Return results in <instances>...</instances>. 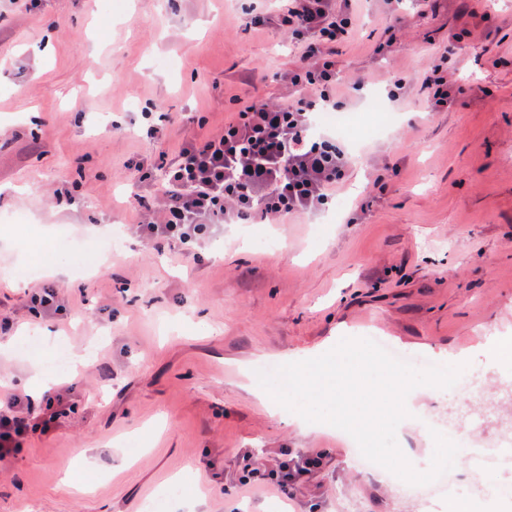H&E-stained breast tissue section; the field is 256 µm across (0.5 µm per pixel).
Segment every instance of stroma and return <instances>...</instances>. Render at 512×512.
Segmentation results:
<instances>
[{
    "mask_svg": "<svg viewBox=\"0 0 512 512\" xmlns=\"http://www.w3.org/2000/svg\"><path fill=\"white\" fill-rule=\"evenodd\" d=\"M267 0H0V400L11 388L63 384L77 410L54 434L32 435L0 463V512H512V496L460 480L424 494L359 468L348 433L309 423L257 394L251 376L322 354L345 337L402 357L460 364L449 391L407 397L396 431L405 456L431 458V428L459 441V414L494 440L484 404L512 387V363L492 360L512 337V0H353L354 30L336 56L355 94L339 92L346 125L322 119L350 167L325 213L225 227L202 263L143 250L131 235L129 165L149 152L135 129L163 114L161 150L220 129L239 102L287 97L297 48L249 28ZM411 29L375 55L393 16ZM485 46L458 50L464 30ZM447 54L456 106L428 111L409 95L385 103L383 79ZM384 175L352 223L369 182ZM72 204H56L64 182ZM121 245L105 250L113 229ZM55 282L69 324L35 322L27 295ZM39 334L41 347L18 346ZM65 342L85 367L58 370ZM325 454L298 486L245 492L244 462L277 469L284 455ZM78 482L66 484L65 472Z\"/></svg>",
    "mask_w": 512,
    "mask_h": 512,
    "instance_id": "obj_1",
    "label": "stroma"
}]
</instances>
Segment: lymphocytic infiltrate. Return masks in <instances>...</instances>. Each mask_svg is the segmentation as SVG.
<instances>
[{
    "mask_svg": "<svg viewBox=\"0 0 512 512\" xmlns=\"http://www.w3.org/2000/svg\"><path fill=\"white\" fill-rule=\"evenodd\" d=\"M252 21L272 24L302 45L287 75L294 99L240 103L217 132L184 136L174 153L162 151L135 162L133 180L138 185L149 179L150 169L165 171L161 195L135 196V232L151 250L202 260L207 229L249 219L276 223L319 212L345 176L347 150L336 138L315 133L313 124L315 113L336 107L342 70L335 46L349 35L350 15L341 0H285L275 15L258 14ZM387 85L393 101L404 87L416 88L433 112L450 110L460 92L448 78L443 54L417 76L394 77ZM76 404L69 386L44 394L36 404L29 396L12 394L0 410V462L16 459L31 433L51 434ZM321 465L318 456L287 459L266 475L248 470L239 482L246 489L270 484L289 495L302 476Z\"/></svg>",
    "mask_w": 512,
    "mask_h": 512,
    "instance_id": "1",
    "label": "lymphocytic infiltrate"
}]
</instances>
